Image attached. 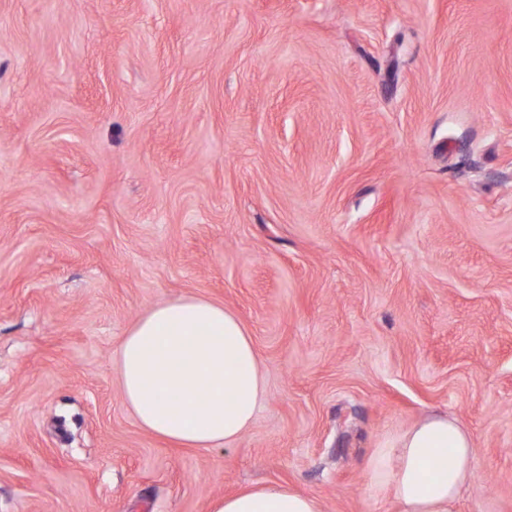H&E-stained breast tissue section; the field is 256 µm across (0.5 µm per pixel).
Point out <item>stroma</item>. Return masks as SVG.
<instances>
[{
    "label": "stroma",
    "instance_id": "1",
    "mask_svg": "<svg viewBox=\"0 0 512 512\" xmlns=\"http://www.w3.org/2000/svg\"><path fill=\"white\" fill-rule=\"evenodd\" d=\"M185 294L263 361L229 448L122 401ZM431 413L454 512H512V0H0V512H398L368 462ZM211 512H321L319 501L284 484H267L216 499Z\"/></svg>",
    "mask_w": 512,
    "mask_h": 512
}]
</instances>
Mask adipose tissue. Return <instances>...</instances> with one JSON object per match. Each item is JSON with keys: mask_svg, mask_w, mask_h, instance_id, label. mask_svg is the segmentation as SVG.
Segmentation results:
<instances>
[{"mask_svg": "<svg viewBox=\"0 0 512 512\" xmlns=\"http://www.w3.org/2000/svg\"><path fill=\"white\" fill-rule=\"evenodd\" d=\"M122 397L140 428L186 448H228L266 396L262 362L245 326L223 304L194 295L155 304L121 338ZM475 471L473 440L456 419L431 414L387 435L368 463L372 487L399 512H453ZM211 512H321L284 484L216 499Z\"/></svg>", "mask_w": 512, "mask_h": 512, "instance_id": "obj_1", "label": "adipose tissue"}]
</instances>
